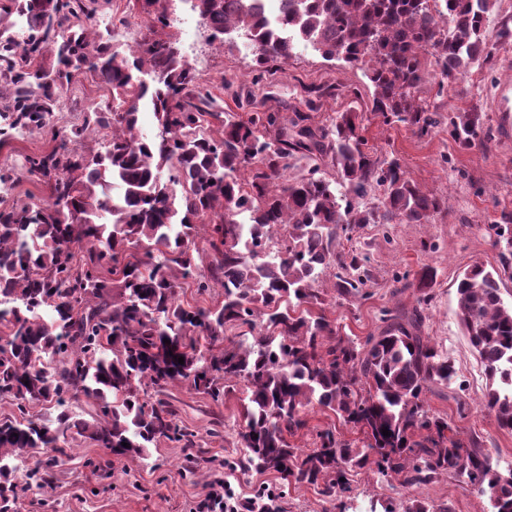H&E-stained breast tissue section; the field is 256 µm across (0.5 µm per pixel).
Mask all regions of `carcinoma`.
<instances>
[{
    "label": "carcinoma",
    "mask_w": 512,
    "mask_h": 512,
    "mask_svg": "<svg viewBox=\"0 0 512 512\" xmlns=\"http://www.w3.org/2000/svg\"><path fill=\"white\" fill-rule=\"evenodd\" d=\"M170 2L143 0L149 31L169 26ZM494 2L439 0L432 12L429 0H284L281 29L264 20L258 0L191 6L212 40L247 39L254 81L303 42L326 60L368 66L375 111L423 131L433 119L415 101L422 57L445 80L464 77L490 53L483 22ZM110 8L112 0H0V145L34 131L52 143L21 165L44 184L47 201L0 200V401L12 406L0 417V512H16L32 485H51L78 437L115 456L163 441L196 447L197 434L178 424L166 398L176 384L215 402L243 387V471L273 472L326 497L346 492L345 477L360 470L404 487L463 474L492 512H512V467L501 471L478 439L462 441L425 409V393L450 387L456 369L423 335V306L396 311L362 343L314 311L325 270L339 268V298L364 285L348 273L360 269L357 258L336 252L340 229L430 224L440 200L410 181L399 159L368 153L355 112L320 127L303 112L239 119L172 42L144 37L126 54L113 49L96 24ZM86 73L108 95L63 132L61 98ZM145 107L157 123L151 137L138 128ZM479 126L476 112L448 119L464 146ZM103 131L106 145L89 147ZM291 159L306 161V171L288 176ZM376 189L380 207H365ZM202 229L213 251L205 272ZM507 278L505 253L498 268L469 265L456 279V315L487 379L484 408L512 431ZM188 281L200 296L220 284L222 300L181 299ZM233 329L238 340L224 344ZM82 396L94 406L88 419L68 411ZM39 403L61 409L57 426L30 414ZM314 406L356 429L361 445L328 428L314 448H299L293 438ZM40 448L28 468L27 455ZM369 512L448 507L415 500L399 511L373 499Z\"/></svg>",
    "instance_id": "carcinoma-1"
}]
</instances>
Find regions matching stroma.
I'll use <instances>...</instances> for the list:
<instances>
[{
    "instance_id": "1",
    "label": "stroma",
    "mask_w": 512,
    "mask_h": 512,
    "mask_svg": "<svg viewBox=\"0 0 512 512\" xmlns=\"http://www.w3.org/2000/svg\"><path fill=\"white\" fill-rule=\"evenodd\" d=\"M190 13L186 0H172L170 25L157 29L156 35L175 43L225 111L241 116L268 109L290 114L307 110L305 103L310 100L315 104L310 113L316 126L339 112L358 113L360 133L371 155L381 160L399 158L408 177L440 199L442 209L432 223L356 224L341 232L339 250L361 259L366 280L356 296L337 299L329 292L332 274L324 272V308L352 338L362 341L378 333L390 314L416 306L419 297H426L423 332L447 352L457 370L451 387L439 386L425 394L426 409L447 419L460 439L478 437L500 465L512 463V431L499 429L482 405L486 379L457 321L455 286L458 273L469 264L499 266L506 250L494 225L502 211H512V133H499V115L491 105L499 86L512 85V45L496 43L501 25L512 23V0H497L487 14L485 39L493 49L484 62L443 89L438 76L427 73L417 102L428 108L435 125L424 133L375 112L373 87L364 67L325 60L302 44L275 79L255 84L253 56L243 45L211 40L200 23L194 36L186 37L182 21ZM104 18L125 23L115 41L120 51L145 30L142 0H112ZM471 107L481 112L483 130L465 147L449 135L448 118ZM426 268L434 269L437 276L423 295L413 284ZM167 395L182 424L206 440L196 472L184 470L185 451L171 442L151 449L144 459L112 458L99 471L92 463L102 457V450L80 439L63 458L52 488L30 490L19 512H196L208 499L215 479L229 477L235 490L247 497L260 486L277 485V476L270 473L226 475L225 461L242 453L239 438L230 428L219 437L207 435L213 422L238 417L240 390L227 392L219 403L181 386L168 388ZM350 483L355 500L367 495L397 505L424 499L447 505L449 512L491 509L488 497L464 478L442 477L425 486L404 487L364 470L352 474Z\"/></svg>"
}]
</instances>
